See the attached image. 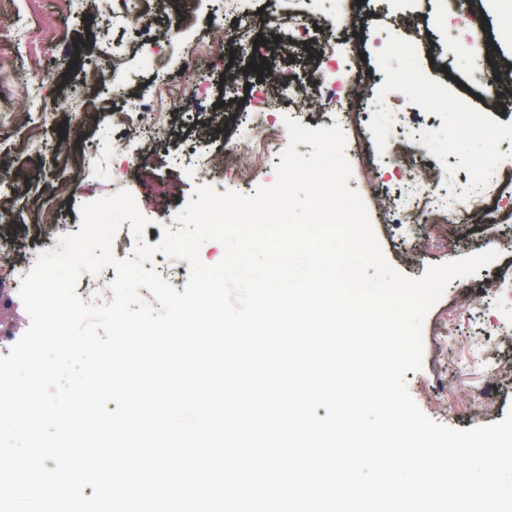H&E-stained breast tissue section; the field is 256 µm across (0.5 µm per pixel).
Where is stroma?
Returning <instances> with one entry per match:
<instances>
[{"instance_id":"obj_1","label":"stroma","mask_w":512,"mask_h":512,"mask_svg":"<svg viewBox=\"0 0 512 512\" xmlns=\"http://www.w3.org/2000/svg\"><path fill=\"white\" fill-rule=\"evenodd\" d=\"M225 0H152V30H128L113 25L123 14V0H102L98 12H88L84 0H71L60 10L56 0H15L0 13V46L17 47L16 60L0 73V113L29 112L43 129L42 140H30L23 130L0 125V241L9 242L10 262L57 248L59 236L78 232L83 204L111 196L113 182H122L134 196L148 224L144 239L158 244L165 228L196 189L210 185L217 192L255 193L276 180L282 144L270 147L264 165L252 181L211 168L217 152L244 157L254 149L244 135L245 117L258 101L271 104L270 118L282 126L293 118L310 129L341 126L345 154L353 174L349 188L365 200L374 232L387 260L404 276L423 277L434 265L499 249L512 241V195L497 201L494 221L462 213L453 225L417 227L389 220L383 204L407 189V175L391 164L389 119L382 99L396 97L404 114L406 133L420 137L421 160L446 170L436 191L450 198L482 173L487 155L512 166V85L474 81L469 33L450 38L456 18L448 0H362L354 25L319 30L295 41L291 56L268 53L269 68L248 87L225 89L227 69L244 70L255 56L237 48V24L224 18ZM324 0H251V33L263 38H291L293 19H309L324 11ZM475 11L484 21L488 57L482 67L512 69V0H477ZM62 34V42L35 38L38 28ZM336 48L332 58L317 60L323 41ZM233 46L229 57L196 53L197 43ZM120 51L124 72L121 96L100 82L97 67L112 51ZM353 68L362 78L363 95L351 100L347 85H339L337 101L318 91L324 74ZM169 79L205 78L206 88L190 100H172L171 123L165 140L154 150L149 176H142L132 157L112 155L115 135H139L142 109L156 102V71ZM287 71L302 80L306 96H280L276 77ZM468 99L470 111L459 108ZM353 102L357 122L337 112L336 102ZM221 104L225 125L204 134L211 106ZM125 108L123 124L112 120L113 110ZM77 174L72 197H56L58 174ZM164 184L166 197L155 198L152 188ZM475 275L453 279L443 297L426 314L422 326L424 354L419 370L405 375L408 390L430 419L468 430L501 421L512 412V371L491 370L489 353L512 360V297L485 291L484 282L496 274L512 273V251ZM0 301V336L19 337L29 326L12 279ZM492 393L489 408L480 409L484 393Z\"/></svg>"}]
</instances>
